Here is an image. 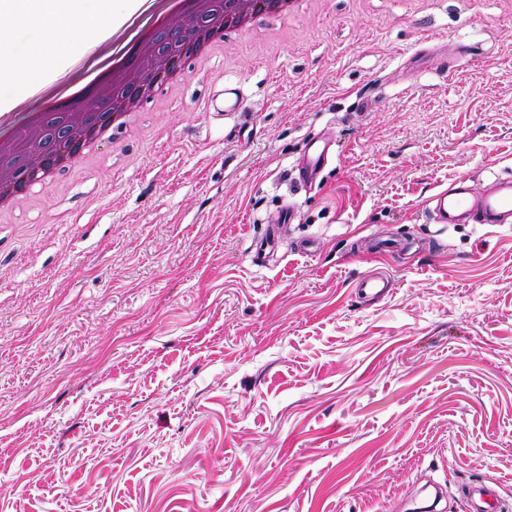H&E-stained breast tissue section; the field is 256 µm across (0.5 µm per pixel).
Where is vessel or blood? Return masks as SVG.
Returning a JSON list of instances; mask_svg holds the SVG:
<instances>
[{"label":"vessel or blood","instance_id":"b4317fda","mask_svg":"<svg viewBox=\"0 0 512 512\" xmlns=\"http://www.w3.org/2000/svg\"><path fill=\"white\" fill-rule=\"evenodd\" d=\"M336 155L333 141L312 139L306 144V162L300 171L304 183H315ZM426 212L436 224H458L472 220L478 224L502 225L512 223V177L500 178L496 188L484 196H476L465 178L455 179L448 188L436 191L428 199ZM391 277L383 270L359 277L355 288L358 294L383 297ZM460 492L467 503L466 512H512V500L500 492L493 479H481L463 485Z\"/></svg>","mask_w":512,"mask_h":512}]
</instances>
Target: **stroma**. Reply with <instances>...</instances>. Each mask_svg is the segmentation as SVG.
Wrapping results in <instances>:
<instances>
[{
  "mask_svg": "<svg viewBox=\"0 0 512 512\" xmlns=\"http://www.w3.org/2000/svg\"><path fill=\"white\" fill-rule=\"evenodd\" d=\"M236 82L242 109L209 111ZM140 127L0 216V512H407L429 479L449 512L478 478L512 499V227L425 214L512 175V0H304ZM319 133L340 155L298 188ZM390 238L404 255L348 256ZM379 266L389 295L359 299Z\"/></svg>",
  "mask_w": 512,
  "mask_h": 512,
  "instance_id": "1",
  "label": "stroma"
}]
</instances>
